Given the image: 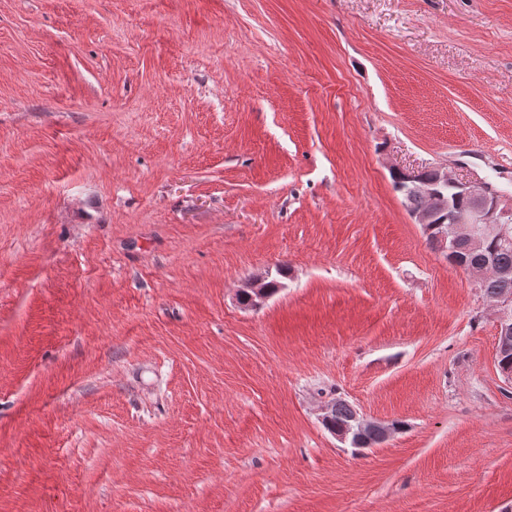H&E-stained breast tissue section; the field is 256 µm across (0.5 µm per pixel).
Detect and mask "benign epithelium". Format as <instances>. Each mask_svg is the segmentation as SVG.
I'll return each mask as SVG.
<instances>
[{
    "mask_svg": "<svg viewBox=\"0 0 512 512\" xmlns=\"http://www.w3.org/2000/svg\"><path fill=\"white\" fill-rule=\"evenodd\" d=\"M417 172L406 171L410 180L408 190L422 196L436 198L440 207L448 212L449 232L435 240L436 249L449 256L453 264L474 282L481 281L492 271L490 261L471 264L460 257L456 250L462 240L474 252L483 250L486 240L492 238L503 247L512 246V198L504 199L484 182L458 180L448 171L434 169L431 181L416 178ZM493 306L497 313L498 335H512V293L498 295ZM354 420L361 428L383 431L381 442H386L391 430L384 424L370 420L355 411Z\"/></svg>",
    "mask_w": 512,
    "mask_h": 512,
    "instance_id": "1",
    "label": "benign epithelium"
}]
</instances>
